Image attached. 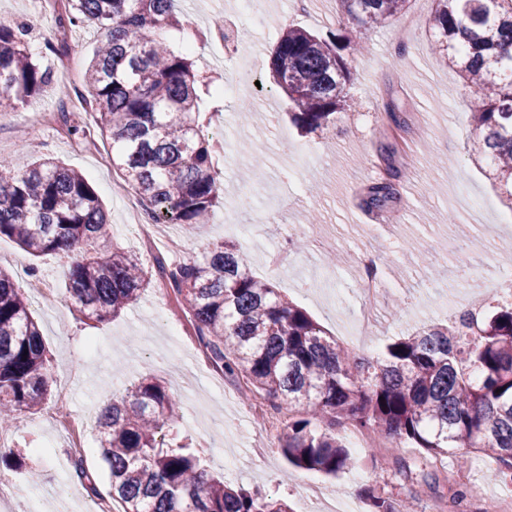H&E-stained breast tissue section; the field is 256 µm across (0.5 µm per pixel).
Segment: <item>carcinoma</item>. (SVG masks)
<instances>
[{"instance_id": "obj_1", "label": "carcinoma", "mask_w": 512, "mask_h": 512, "mask_svg": "<svg viewBox=\"0 0 512 512\" xmlns=\"http://www.w3.org/2000/svg\"><path fill=\"white\" fill-rule=\"evenodd\" d=\"M341 18L384 26L409 0H336ZM433 48L477 97L471 134L487 161L486 177L512 202V0H433ZM62 32L85 23L104 33L85 71L83 99L93 127L83 137L112 144V164L157 224L206 222L222 198L217 143L203 133V96L216 84L183 50L167 44L185 21L173 0H65ZM271 76L288 100V118L313 132L350 107L347 61L328 39L288 27L272 49ZM54 71L32 58L26 34L0 21V108L40 95ZM369 188L365 207L382 210L391 180ZM30 256L83 250L68 270L67 298L85 317L104 321L135 302L151 277L111 247L112 226L84 175L51 158L24 169L0 159V238ZM191 316L198 341L224 377L279 411L299 408L279 438L294 470L337 476L354 459L336 427L372 430L390 445L412 442L434 458L452 449L480 452L498 466L490 477L512 484V303L493 302L480 318L417 331L361 356L326 335L301 307L253 276L238 246L209 245L201 256L169 266L156 257ZM475 324L478 335L466 329ZM50 394L45 347L16 278L0 270V429ZM180 399L149 377L112 399L98 418V443L109 468L112 500L122 512H292L258 489L209 475L189 448L168 444ZM368 512H401L391 495L366 490Z\"/></svg>"}]
</instances>
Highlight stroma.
I'll return each mask as SVG.
<instances>
[{
    "label": "stroma",
    "instance_id": "obj_1",
    "mask_svg": "<svg viewBox=\"0 0 512 512\" xmlns=\"http://www.w3.org/2000/svg\"><path fill=\"white\" fill-rule=\"evenodd\" d=\"M432 8V0H410L408 9L384 27L366 30L340 20L336 0H319L311 17L294 12L290 0H268L260 20H237L234 36L254 55L250 71H241L216 45L195 47L198 65L219 83H246L249 94L223 97L216 107L205 104L211 131L226 134V150L219 160L223 197L208 223L171 226L168 240L157 247L142 245L131 230L126 199L112 193L113 180L122 174L100 164L101 157L111 152L109 143L72 132L73 127L91 124L92 114L71 109L70 124L56 128L36 120V113L57 110L63 82H55L27 106L0 113V159L18 166L46 154L81 170L107 210L113 244L133 251L146 271H153L159 255L173 265L200 255L217 240L238 244L257 277L270 281L354 352L376 354L408 331L447 323L476 274L512 267V240H492L484 230L485 224L498 223L512 211L474 163L468 112L474 96L433 50ZM1 16L27 28L29 53L50 66H57L58 58L47 50V43L74 46L78 64L72 81L82 84L100 40L97 27L61 35L57 13L45 0H0ZM290 26L321 35L333 33L363 47L360 54L347 57L352 78L346 91L352 111L337 113L327 128L308 135L291 126L285 114L287 99L270 71L271 49ZM391 105L405 120L398 136L390 129ZM385 147L391 149L390 160L401 172L400 186L386 211L400 221L380 225L378 235L362 240L359 226L377 223L363 200L376 182L371 168L382 165ZM266 183L275 184L292 200L288 213L269 218L264 203L253 201V194ZM458 187L490 200L484 219L457 205ZM451 220L457 232H448ZM293 230L308 236L327 233L333 239L332 251L295 250L290 266L268 269L266 252L285 246ZM415 238L431 253L432 264L421 265L416 255L406 251L405 242ZM356 248L383 262L388 279L380 296L381 321L365 345L353 334L363 297L346 259L348 251ZM69 262L63 253L32 261L53 289L54 307L61 309L62 317L53 320L45 307L33 310L51 368L52 394L40 410L20 416L8 433V448L26 452L23 468H0V479L8 481L11 512H28L35 501L43 512H83L86 506L109 503V478L97 431L88 433L79 456L99 488V496L94 497L74 474L68 443L55 430V413L62 403L74 413L100 409L102 403L150 376L169 382L181 401L182 418L169 435L172 444L188 445L209 472L223 476L230 485L255 487L285 499L293 512H315V505L300 497L306 473L287 474L278 447L268 448L266 462L256 461L254 446L267 439L262 423L247 419L236 382L212 368L175 298L155 282L116 317L88 320L66 299ZM65 385L71 394L64 403L59 391ZM351 454L354 469L337 478H321L336 502V512H367L365 491L375 485L398 498L414 490L422 503L447 505L448 470L457 465L482 477L484 498H496L505 490L503 484L488 480L494 462L479 453L462 458L454 452L441 465L408 442L396 448L355 447ZM32 469L41 471L39 483H30Z\"/></svg>",
    "mask_w": 512,
    "mask_h": 512
}]
</instances>
